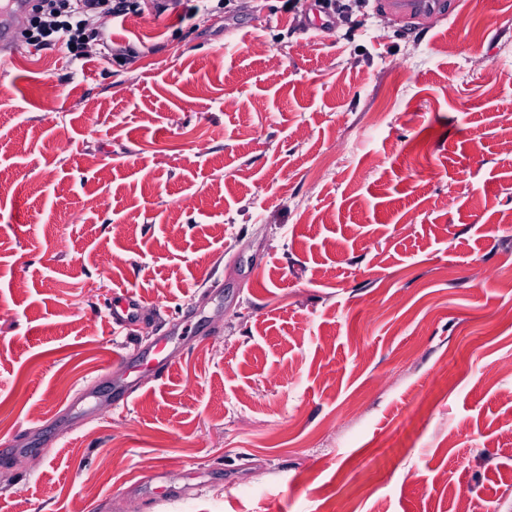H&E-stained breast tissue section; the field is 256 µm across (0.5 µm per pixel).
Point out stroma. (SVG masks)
<instances>
[{"instance_id":"35a3bbf8","label":"stroma","mask_w":512,"mask_h":512,"mask_svg":"<svg viewBox=\"0 0 512 512\" xmlns=\"http://www.w3.org/2000/svg\"><path fill=\"white\" fill-rule=\"evenodd\" d=\"M108 31L0 71V512H512V0ZM144 305L145 301L140 296L127 292L118 304H112L109 308L113 325L120 329L131 327L139 320ZM140 352H128L126 355H122L116 362L111 364L107 369L106 373L112 377H115L114 380V389L121 396V400L123 401V406L127 403L128 397L136 391L134 389L135 380L129 379V374L127 373V369L131 366L134 361L140 359Z\"/></svg>"}]
</instances>
